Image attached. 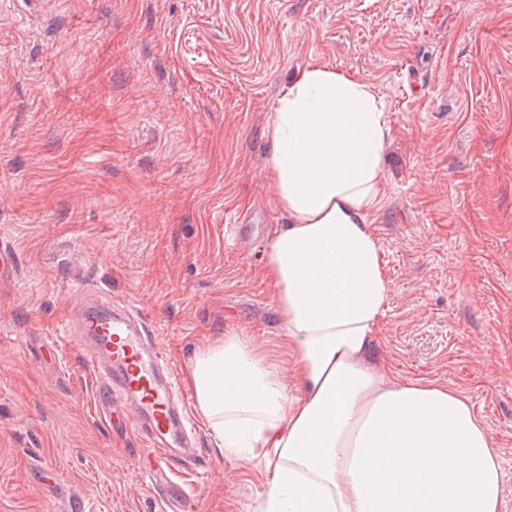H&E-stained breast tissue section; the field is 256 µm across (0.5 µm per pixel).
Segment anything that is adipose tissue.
Returning <instances> with one entry per match:
<instances>
[{"instance_id": "1", "label": "adipose tissue", "mask_w": 512, "mask_h": 512, "mask_svg": "<svg viewBox=\"0 0 512 512\" xmlns=\"http://www.w3.org/2000/svg\"><path fill=\"white\" fill-rule=\"evenodd\" d=\"M389 133L369 84L315 61L281 88L268 121L288 221L263 276L302 389L239 336L187 369L218 447L258 469L253 512H500L499 456L472 405L372 357L390 285L368 217L383 200Z\"/></svg>"}]
</instances>
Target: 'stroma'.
<instances>
[{
	"label": "stroma",
	"instance_id": "stroma-1",
	"mask_svg": "<svg viewBox=\"0 0 512 512\" xmlns=\"http://www.w3.org/2000/svg\"><path fill=\"white\" fill-rule=\"evenodd\" d=\"M312 60L388 114L373 353L468 399L512 512V0H0V512L160 510L65 333L81 293L145 314L182 380L215 338L278 343L266 128ZM188 416L182 512H250L255 469ZM19 271L16 250L10 245L0 246V286L14 280Z\"/></svg>",
	"mask_w": 512,
	"mask_h": 512
}]
</instances>
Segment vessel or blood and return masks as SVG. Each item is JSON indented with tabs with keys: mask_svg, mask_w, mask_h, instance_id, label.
<instances>
[{
	"mask_svg": "<svg viewBox=\"0 0 512 512\" xmlns=\"http://www.w3.org/2000/svg\"><path fill=\"white\" fill-rule=\"evenodd\" d=\"M19 271L16 250L0 246V285ZM73 334L92 370L99 404L121 406L147 441V471L162 502L161 512H178L186 489L172 461L195 453L188 441L189 424L176 371L153 338L141 313L110 300L83 298L77 305Z\"/></svg>",
	"mask_w": 512,
	"mask_h": 512,
	"instance_id": "b4317fda",
	"label": "vessel or blood"
}]
</instances>
